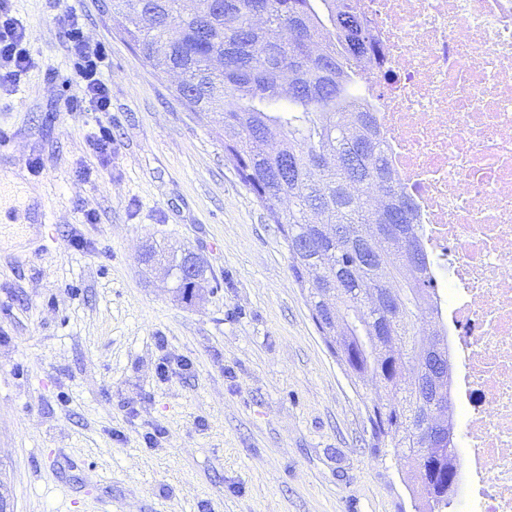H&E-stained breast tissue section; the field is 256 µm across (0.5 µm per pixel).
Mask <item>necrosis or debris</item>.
<instances>
[{
	"label": "necrosis or debris",
	"mask_w": 512,
	"mask_h": 512,
	"mask_svg": "<svg viewBox=\"0 0 512 512\" xmlns=\"http://www.w3.org/2000/svg\"><path fill=\"white\" fill-rule=\"evenodd\" d=\"M357 98L415 201L456 336L461 512H512V0H361Z\"/></svg>",
	"instance_id": "4bbe7bcc"
}]
</instances>
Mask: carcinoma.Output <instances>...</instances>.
Instances as JSON below:
<instances>
[{
  "instance_id": "carcinoma-1",
  "label": "carcinoma",
  "mask_w": 512,
  "mask_h": 512,
  "mask_svg": "<svg viewBox=\"0 0 512 512\" xmlns=\"http://www.w3.org/2000/svg\"><path fill=\"white\" fill-rule=\"evenodd\" d=\"M124 36L155 71L177 72L192 114L222 116L224 152L281 226L291 271L346 373L384 389L369 407L430 512L456 496L452 420L429 448L417 426L449 392L448 341L426 358L418 332L438 314L415 202L383 147L371 104L353 97L377 39L359 0H112ZM196 254L165 256L175 295L196 296Z\"/></svg>"
}]
</instances>
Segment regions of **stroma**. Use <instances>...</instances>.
Returning a JSON list of instances; mask_svg holds the SVG:
<instances>
[{"mask_svg": "<svg viewBox=\"0 0 512 512\" xmlns=\"http://www.w3.org/2000/svg\"><path fill=\"white\" fill-rule=\"evenodd\" d=\"M12 10L32 57L0 89L17 145L0 154L14 174L0 185V484L14 512H417L392 449L373 447L375 386L331 354L216 122L130 49L108 0ZM70 12L106 60L108 165L86 144L94 115L72 109ZM152 243L201 257L200 298L177 300L142 263Z\"/></svg>", "mask_w": 512, "mask_h": 512, "instance_id": "35a3bbf8", "label": "stroma"}]
</instances>
